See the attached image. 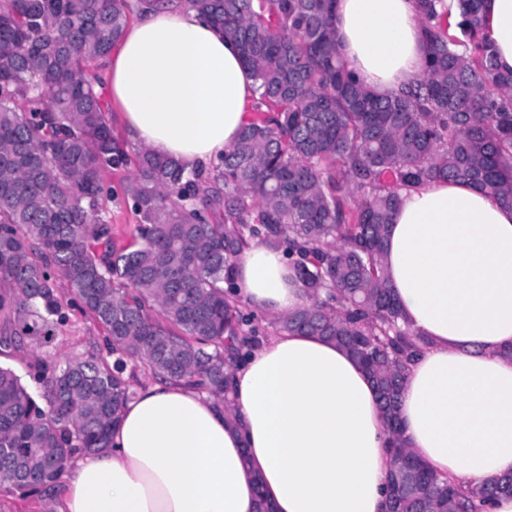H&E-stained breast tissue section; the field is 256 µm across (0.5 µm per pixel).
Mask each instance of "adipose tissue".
Masks as SVG:
<instances>
[{
	"mask_svg": "<svg viewBox=\"0 0 512 512\" xmlns=\"http://www.w3.org/2000/svg\"><path fill=\"white\" fill-rule=\"evenodd\" d=\"M104 60L127 141L185 169L237 139L257 96L237 45L184 0L152 6ZM499 67L512 69V0H485ZM355 77L400 94L424 68L416 0H336ZM385 266L402 323L426 347L400 395L406 446L461 490L512 472V207L452 180L402 191ZM241 301L286 315L306 297L282 251L251 245ZM232 416L194 386L153 381L121 409L112 443L75 453L50 512H385L391 457L365 369L320 336L279 332L234 370Z\"/></svg>",
	"mask_w": 512,
	"mask_h": 512,
	"instance_id": "ef3b65f1",
	"label": "adipose tissue"
}]
</instances>
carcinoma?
Instances as JSON below:
<instances>
[{
    "instance_id": "1",
    "label": "carcinoma",
    "mask_w": 512,
    "mask_h": 512,
    "mask_svg": "<svg viewBox=\"0 0 512 512\" xmlns=\"http://www.w3.org/2000/svg\"><path fill=\"white\" fill-rule=\"evenodd\" d=\"M186 2L237 43L259 83L237 141L190 172L114 134L103 79L89 69L129 24L127 0H0V311L14 320L0 347L54 340L69 320L61 279L114 357H38L39 402L0 366V488L39 495L74 450L108 447L133 396L130 362L229 407L233 357L252 341L250 315L227 289L252 240L287 249L307 298L271 323L336 342L372 377L395 486L410 459L395 423L417 348L384 263L398 192L458 180L512 206V70L482 33L484 0H457L454 25L437 10L443 0H418L427 65L413 91L386 97L352 79L334 37L336 0ZM107 169L128 171V246L101 216ZM420 486L421 500L391 491L388 512L425 502L481 512L512 494V474L469 494L435 473Z\"/></svg>"
}]
</instances>
